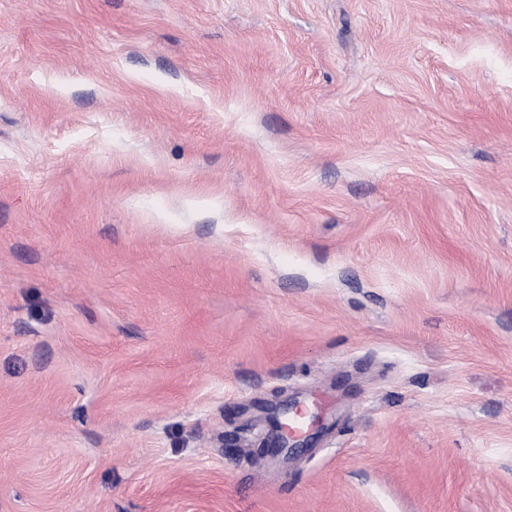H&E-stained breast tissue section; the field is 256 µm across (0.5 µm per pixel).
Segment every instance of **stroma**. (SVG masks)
I'll return each instance as SVG.
<instances>
[{"label": "stroma", "mask_w": 512, "mask_h": 512, "mask_svg": "<svg viewBox=\"0 0 512 512\" xmlns=\"http://www.w3.org/2000/svg\"><path fill=\"white\" fill-rule=\"evenodd\" d=\"M0 512H512V0H0ZM291 414H293L291 420L298 415H302L304 419L307 417L308 411L306 408H303L302 405L293 404L284 410L282 419H280L279 412L273 411L270 413V416L268 417L269 422L277 427L279 435L274 442H268L265 439L261 442L259 448H257L261 455H283L284 459L288 460V455L294 453V451L297 449L296 447H298V440L296 439L301 434H297L290 430L288 418L290 421ZM283 420L286 422H283Z\"/></svg>", "instance_id": "obj_1"}]
</instances>
